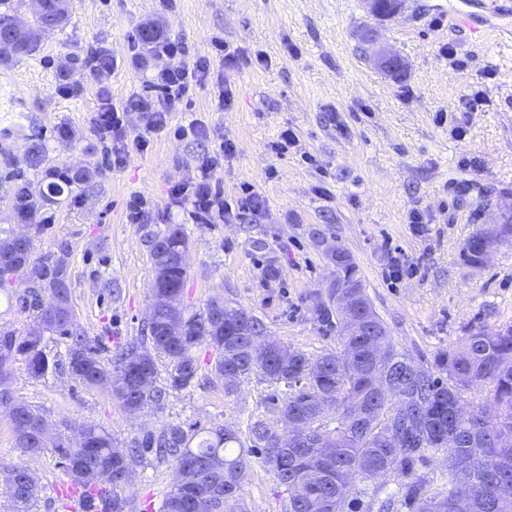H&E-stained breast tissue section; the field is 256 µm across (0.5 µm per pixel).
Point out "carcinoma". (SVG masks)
I'll return each instance as SVG.
<instances>
[{"label": "carcinoma", "mask_w": 512, "mask_h": 512, "mask_svg": "<svg viewBox=\"0 0 512 512\" xmlns=\"http://www.w3.org/2000/svg\"><path fill=\"white\" fill-rule=\"evenodd\" d=\"M68 16L69 4L42 0L34 25L58 28ZM92 177L87 168H67L46 171L48 182L37 190L26 180L15 182V213L30 223L39 203L53 202ZM487 235L484 229L469 238L462 253L467 264L482 263ZM188 246L178 224H168L153 236L150 256L159 277L152 282L151 297L162 295L166 300L150 306L141 343L114 351L106 337L91 340L77 328L67 252L62 249L34 260L14 234L0 237V288H23L19 300L34 320L21 336L7 327L0 329V400L12 403L9 421L17 449L31 455L51 450L68 481L112 501V512H123L117 489L128 482L135 458L147 452L170 458L185 470V479L165 494L161 512H206L201 494L216 484L224 487L219 512H237L234 472L247 470L255 453L286 487L289 512H360L366 499L377 506L376 512H394L395 495L381 499V487L373 484L385 471L393 476L410 512H459L456 493L461 485L469 488L466 512H512V443L506 446L501 438L505 430L512 434V326L480 328L459 337L435 356L438 377L432 369L417 366L401 380L399 408L375 397L381 369L366 352L379 347L395 361L408 354L395 346L386 325L373 335L372 322L379 316L367 294L346 308L336 289L330 288L327 297L312 303V319L321 328L336 331L339 350L314 360L281 342L269 349L249 336L252 327L264 325L253 311L220 299L198 309L186 303L188 270L182 255ZM48 334L66 338L70 377L87 388L106 391L130 416L148 406L160 410L166 391L190 386L199 368L197 351L207 347L216 354L212 371L225 394L234 393L241 380L259 370L270 382L287 387L279 412L296 417L309 431L325 429L327 438L305 448L301 469L291 461L294 439L276 437V430L262 420L249 425L245 441L234 429L201 430L180 423H169L158 433L145 430L124 445L92 422L78 425L72 437L64 432L51 435L42 411L21 400L11 387L19 365L36 379L56 369V361L46 353ZM160 356L169 365L164 387L158 385ZM483 383L492 385V397L466 417L453 415L452 402ZM323 400L333 404L332 428L319 418ZM369 402L371 425L361 428L352 419L351 408ZM426 449L444 455L448 488L443 492H431V480L419 473ZM0 482L10 512H33L41 485L27 467L1 463Z\"/></svg>", "instance_id": "carcinoma-1"}]
</instances>
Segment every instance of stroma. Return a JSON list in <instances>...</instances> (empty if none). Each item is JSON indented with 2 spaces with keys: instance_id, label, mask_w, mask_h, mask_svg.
I'll list each match as a JSON object with an SVG mask.
<instances>
[{
  "instance_id": "35a3bbf8",
  "label": "stroma",
  "mask_w": 512,
  "mask_h": 512,
  "mask_svg": "<svg viewBox=\"0 0 512 512\" xmlns=\"http://www.w3.org/2000/svg\"><path fill=\"white\" fill-rule=\"evenodd\" d=\"M498 2L496 29L474 32L449 22L457 0H404L387 21L369 16L361 0H72L64 27L30 55L0 63V230L20 229L9 197L14 176L37 185L45 170L88 167L92 181L39 209L32 256L68 246L72 305L90 338L138 341L153 277L149 240L178 224L189 239L185 297L193 306L220 297L252 310L273 337L310 357L337 349L336 335L310 313L333 275L327 249L334 245L353 257L398 347L431 365L467 330L512 325V241L481 268L460 258L471 235L512 209V34L504 31L512 0ZM148 23L184 44L186 62L205 58L211 69L165 128L148 134L139 118L129 121L127 140L145 134L150 145L130 151L118 168L94 118L104 102L152 92L153 73L168 66L137 37ZM382 46L405 61V78L376 65ZM99 50L117 61L102 77L92 71ZM228 53L236 58L230 73ZM64 85L73 94H61ZM223 89L231 102L221 109ZM475 94L481 105L465 111ZM193 121L206 136H175ZM457 125L465 137L455 135ZM64 128L70 138H61ZM286 129L294 143L275 150ZM222 141L235 152L211 178L225 201L249 188L265 205L256 215L203 224L172 190L194 181ZM35 142L46 147L37 170L24 162ZM137 198L145 206L133 224L128 211ZM414 211L419 234L409 222ZM395 246L416 273L393 282L384 272ZM213 362L201 352L188 388L132 419L61 365L40 379L17 370L13 388L50 424L94 422L122 442L170 422L243 433L257 420L278 427L285 387L254 374L225 394ZM0 462L27 466L39 479L35 512H68L56 492L64 479L57 458L21 453L1 417ZM173 478L172 462L151 454L136 461L131 483L118 491L125 512H160ZM288 504L286 488L252 457L241 512H288Z\"/></svg>"
}]
</instances>
